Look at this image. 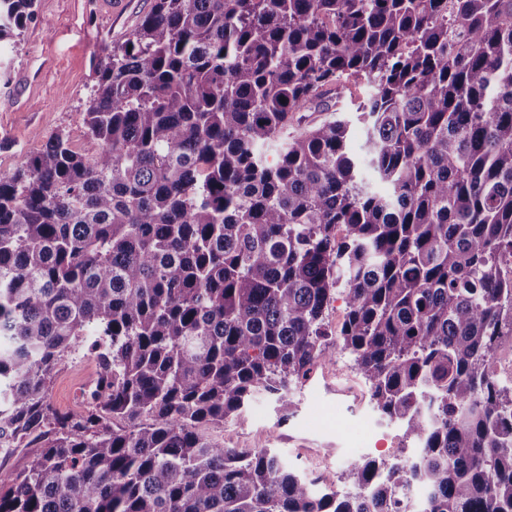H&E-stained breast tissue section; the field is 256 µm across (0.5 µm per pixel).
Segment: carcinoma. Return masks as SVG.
<instances>
[{"instance_id":"carcinoma-1","label":"carcinoma","mask_w":512,"mask_h":512,"mask_svg":"<svg viewBox=\"0 0 512 512\" xmlns=\"http://www.w3.org/2000/svg\"><path fill=\"white\" fill-rule=\"evenodd\" d=\"M35 0H0V42ZM364 86L348 122L312 124ZM0 173V512H512V0H154ZM274 158H269V154ZM336 351L413 440L306 480L194 432ZM89 407L48 403L65 355ZM150 423L123 430L116 420ZM420 483L424 501L403 497ZM337 108L339 109L338 112H314L312 118L320 121L330 118L333 113L343 115L346 120L350 121V137L347 142L348 147L353 152L358 153L365 140V125L358 119L357 115L359 113H355V105L354 102H351L349 92H346L338 103ZM97 372V360L87 347L67 356L49 391L48 399L53 409L60 412L85 409L94 388V385L89 387V383L97 378ZM27 442L21 444V448H13L11 452L6 455L0 454V466L4 469L19 471L27 464L29 456L32 452L39 449L42 442L32 443L26 445ZM28 447V448H24Z\"/></svg>"}]
</instances>
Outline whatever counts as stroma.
Here are the masks:
<instances>
[{
  "label": "stroma",
  "instance_id": "stroma-1",
  "mask_svg": "<svg viewBox=\"0 0 512 512\" xmlns=\"http://www.w3.org/2000/svg\"><path fill=\"white\" fill-rule=\"evenodd\" d=\"M153 0H123L106 13L98 0H36L35 18L16 42L0 43V172L38 153L59 129L70 130L83 146L82 110L94 78L95 58L123 41L149 12ZM312 381L294 387L293 406L283 409L260 394L244 416L224 424L202 423L196 432L227 448H270L304 478L341 474L360 458L393 460L414 451L412 440L373 409L370 401L354 409L338 405L326 386L337 377L360 385L352 359L327 348ZM98 363L87 348L66 357L48 399L60 412L85 409Z\"/></svg>",
  "mask_w": 512,
  "mask_h": 512
}]
</instances>
